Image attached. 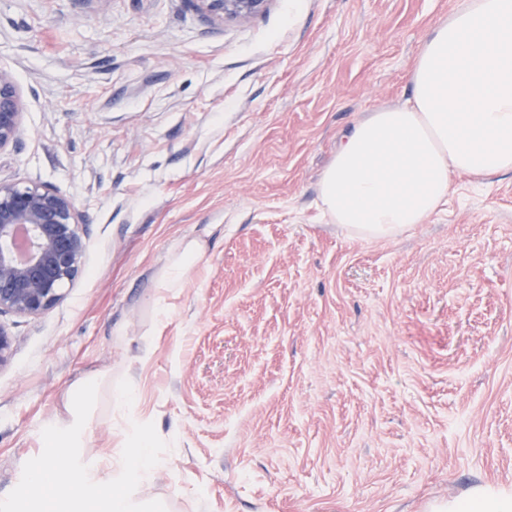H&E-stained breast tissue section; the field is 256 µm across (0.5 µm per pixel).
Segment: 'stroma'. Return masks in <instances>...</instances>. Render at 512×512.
Listing matches in <instances>:
<instances>
[{
	"instance_id": "stroma-1",
	"label": "stroma",
	"mask_w": 512,
	"mask_h": 512,
	"mask_svg": "<svg viewBox=\"0 0 512 512\" xmlns=\"http://www.w3.org/2000/svg\"><path fill=\"white\" fill-rule=\"evenodd\" d=\"M459 2L271 0L215 25L191 0H0L23 102L0 178L70 197L86 238L51 310L0 318V498L69 387L109 372L169 445L138 491L168 512L512 500V172L453 176L394 237L319 204L343 134L412 97ZM191 237L206 248L185 287H158ZM121 441L101 389L83 458Z\"/></svg>"
}]
</instances>
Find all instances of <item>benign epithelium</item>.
Returning <instances> with one entry per match:
<instances>
[{
  "label": "benign epithelium",
  "instance_id": "benign-epithelium-1",
  "mask_svg": "<svg viewBox=\"0 0 512 512\" xmlns=\"http://www.w3.org/2000/svg\"><path fill=\"white\" fill-rule=\"evenodd\" d=\"M211 22L249 20L271 0H192ZM23 103L13 74L0 68V151L21 131ZM74 201L47 183L0 179V314L41 315L79 274L85 240Z\"/></svg>",
  "mask_w": 512,
  "mask_h": 512
}]
</instances>
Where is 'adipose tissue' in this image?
Segmentation results:
<instances>
[{"label": "adipose tissue", "mask_w": 512, "mask_h": 512, "mask_svg": "<svg viewBox=\"0 0 512 512\" xmlns=\"http://www.w3.org/2000/svg\"><path fill=\"white\" fill-rule=\"evenodd\" d=\"M412 80V100L356 124L322 176V210L355 233L424 223L447 203L453 174L512 171V0H462L432 29ZM200 255L197 240L180 243L160 287H182Z\"/></svg>", "instance_id": "1"}]
</instances>
